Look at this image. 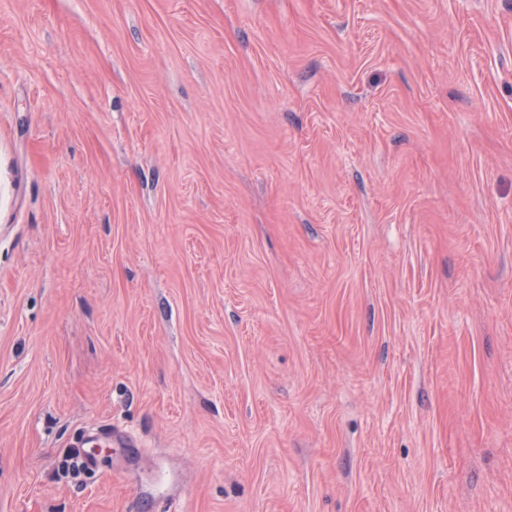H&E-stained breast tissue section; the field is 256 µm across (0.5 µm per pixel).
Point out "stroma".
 Masks as SVG:
<instances>
[{
    "label": "stroma",
    "mask_w": 512,
    "mask_h": 512,
    "mask_svg": "<svg viewBox=\"0 0 512 512\" xmlns=\"http://www.w3.org/2000/svg\"><path fill=\"white\" fill-rule=\"evenodd\" d=\"M0 512H512V0H0Z\"/></svg>",
    "instance_id": "1"
}]
</instances>
